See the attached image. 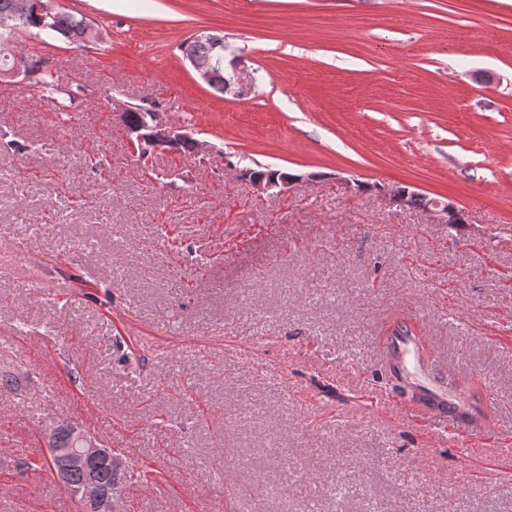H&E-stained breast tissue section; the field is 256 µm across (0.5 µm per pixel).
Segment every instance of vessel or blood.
I'll list each match as a JSON object with an SVG mask.
<instances>
[{
    "label": "vessel or blood",
    "instance_id": "b4317fda",
    "mask_svg": "<svg viewBox=\"0 0 512 512\" xmlns=\"http://www.w3.org/2000/svg\"><path fill=\"white\" fill-rule=\"evenodd\" d=\"M381 357L396 391L410 394L411 418L437 434L456 440L467 453H474L485 431L477 427L474 400L457 385L438 387L433 377L440 365L427 337L400 324L385 337Z\"/></svg>",
    "mask_w": 512,
    "mask_h": 512
}]
</instances>
